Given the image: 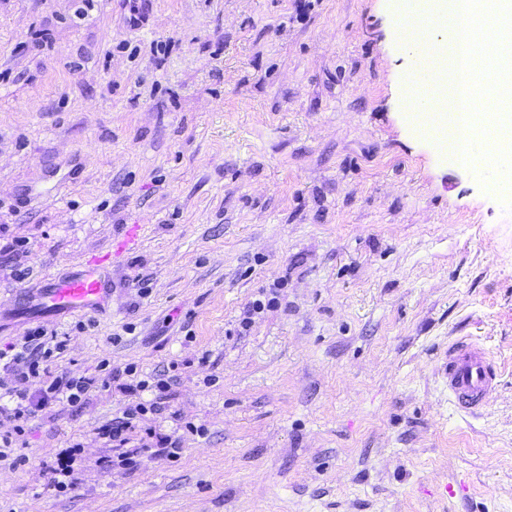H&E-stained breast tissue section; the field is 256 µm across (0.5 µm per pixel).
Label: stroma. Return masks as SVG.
Wrapping results in <instances>:
<instances>
[{"mask_svg": "<svg viewBox=\"0 0 512 512\" xmlns=\"http://www.w3.org/2000/svg\"><path fill=\"white\" fill-rule=\"evenodd\" d=\"M398 17L0 0V345L21 287L139 227L104 309L41 321L49 377L108 385L26 422L0 512H512V193L414 128ZM464 338L501 370L476 417L441 373ZM130 364L172 378L148 424L179 457L121 468L98 439Z\"/></svg>", "mask_w": 512, "mask_h": 512, "instance_id": "obj_1", "label": "stroma"}]
</instances>
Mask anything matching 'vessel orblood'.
I'll return each mask as SVG.
<instances>
[{"mask_svg": "<svg viewBox=\"0 0 512 512\" xmlns=\"http://www.w3.org/2000/svg\"><path fill=\"white\" fill-rule=\"evenodd\" d=\"M112 254L92 256L84 269L69 273L41 288L20 295L26 318L63 316L80 310H96L112 295L108 267ZM448 395L461 413L472 414L486 407L498 386L500 371L478 342L467 339L452 344L442 367Z\"/></svg>", "mask_w": 512, "mask_h": 512, "instance_id": "1", "label": "vessel or blood"}]
</instances>
